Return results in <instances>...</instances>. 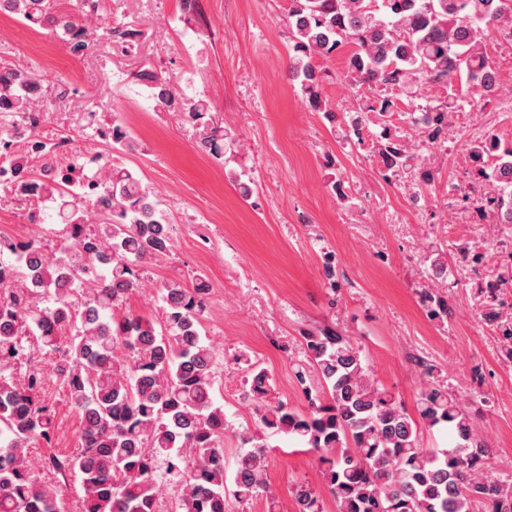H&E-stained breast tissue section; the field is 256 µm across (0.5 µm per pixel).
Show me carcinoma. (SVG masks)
I'll return each instance as SVG.
<instances>
[{
  "mask_svg": "<svg viewBox=\"0 0 512 512\" xmlns=\"http://www.w3.org/2000/svg\"><path fill=\"white\" fill-rule=\"evenodd\" d=\"M0 11L47 27L73 54L93 44L83 16L55 9L53 0H0ZM288 27L294 55L290 68L311 108L336 122L323 100L324 70L318 58L345 52V77L384 94L347 114L348 137L358 144L376 138L382 175L397 181L414 156L386 124L396 96H410L424 84L446 88L444 99L422 108L423 142H446L448 116L475 99L499 91L498 71L485 50L488 33L512 38V0H289ZM148 97L180 113L197 128L198 146L219 159L226 149L224 128L211 123L209 103L183 99L163 75L140 70ZM43 85L37 76L0 63V146L40 126ZM378 118L379 133L370 129ZM96 132L113 150H134L120 124ZM34 149L10 152L0 166V184L27 198L32 188L55 204L70 246L56 255L36 240L16 247L0 239V262L11 271L0 296V512H61L57 493L29 470V443H51L54 411L38 396V370L15 380L4 375L36 351L58 355L54 370L78 413L80 448L55 466L78 474L83 512H159V483L170 475L183 492L179 512H224V411L211 395L215 353L202 334L207 280L188 288L164 283L163 321L142 315L119 320L108 315L139 287V267L172 248V233L156 200L128 168L95 156L94 171L76 161L58 173L52 158L58 143L35 135ZM472 162L467 181L482 187L462 200L493 205L498 223L512 224V141L493 133L467 140ZM482 320L499 336L512 359V314L495 308L497 289L480 288ZM51 305L39 307L35 299ZM427 316L448 321V300L423 294ZM307 366L295 377L308 399L304 413L268 402L273 387L263 368L247 377L255 407L253 449L239 455L232 493L248 500L267 492L265 433L296 438L318 456L322 477L338 512H512V481L493 475L490 449L473 414L444 386L429 380L412 417L393 393L378 385L350 337L333 325L303 335ZM130 355L124 363L114 349ZM443 426L454 437L449 448H425L421 429ZM296 512H323L320 493L308 484L293 492Z\"/></svg>",
  "mask_w": 512,
  "mask_h": 512,
  "instance_id": "carcinoma-1",
  "label": "carcinoma"
}]
</instances>
